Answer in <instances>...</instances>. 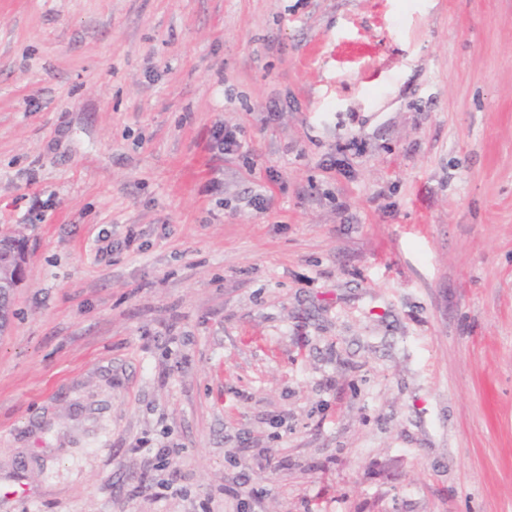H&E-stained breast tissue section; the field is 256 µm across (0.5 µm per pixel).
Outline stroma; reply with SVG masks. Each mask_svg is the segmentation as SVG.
<instances>
[{"mask_svg":"<svg viewBox=\"0 0 512 512\" xmlns=\"http://www.w3.org/2000/svg\"><path fill=\"white\" fill-rule=\"evenodd\" d=\"M1 232L0 512H512V0H0Z\"/></svg>","mask_w":512,"mask_h":512,"instance_id":"1","label":"stroma"}]
</instances>
